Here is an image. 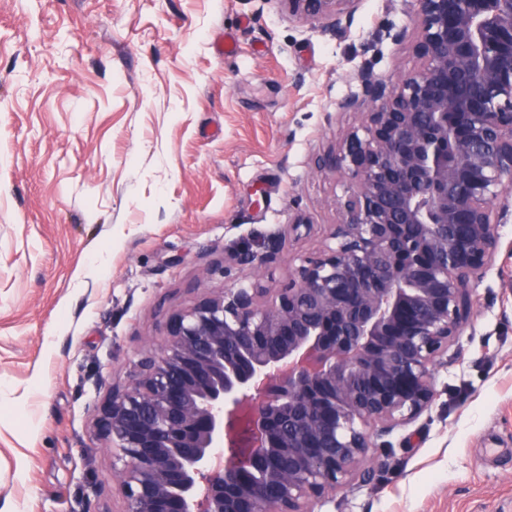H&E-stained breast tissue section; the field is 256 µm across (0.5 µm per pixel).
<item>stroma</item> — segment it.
<instances>
[{
    "label": "stroma",
    "mask_w": 512,
    "mask_h": 512,
    "mask_svg": "<svg viewBox=\"0 0 512 512\" xmlns=\"http://www.w3.org/2000/svg\"><path fill=\"white\" fill-rule=\"evenodd\" d=\"M415 0L340 32L276 0H0V512H121L99 426L169 316L274 249L287 280L339 221L315 160L363 65L418 68ZM304 218L305 226L289 231ZM429 410L315 512H512V198Z\"/></svg>",
    "instance_id": "1"
}]
</instances>
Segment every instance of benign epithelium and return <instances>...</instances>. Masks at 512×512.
<instances>
[{
	"instance_id": "7a95c632",
	"label": "benign epithelium",
	"mask_w": 512,
	"mask_h": 512,
	"mask_svg": "<svg viewBox=\"0 0 512 512\" xmlns=\"http://www.w3.org/2000/svg\"><path fill=\"white\" fill-rule=\"evenodd\" d=\"M339 32L360 0H277ZM418 69L372 66L338 109L358 116L328 242L263 288L253 271L173 313L112 390L101 430L123 512H314L362 475L372 436L417 417L465 323L512 195V0H416ZM227 447L228 453L219 451Z\"/></svg>"
}]
</instances>
